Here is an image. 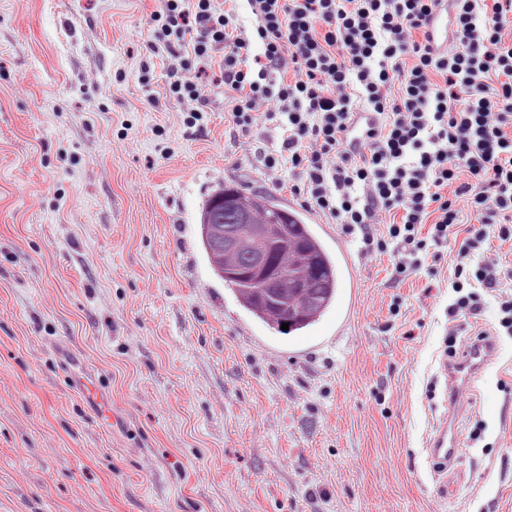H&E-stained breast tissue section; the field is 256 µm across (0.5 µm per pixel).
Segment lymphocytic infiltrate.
Listing matches in <instances>:
<instances>
[{"mask_svg": "<svg viewBox=\"0 0 512 512\" xmlns=\"http://www.w3.org/2000/svg\"><path fill=\"white\" fill-rule=\"evenodd\" d=\"M246 2L249 32L214 0H164L148 49L202 64L223 49L233 126L279 121L267 170L296 176L304 206L364 252L392 249L397 275L460 230L459 254L475 260L466 280L497 291L502 273L482 253L490 237L512 240V0H447L445 48L431 32L440 0Z\"/></svg>", "mask_w": 512, "mask_h": 512, "instance_id": "obj_1", "label": "lymphocytic infiltrate"}]
</instances>
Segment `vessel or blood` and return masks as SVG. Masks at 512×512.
Wrapping results in <instances>:
<instances>
[{
    "instance_id": "obj_1",
    "label": "vessel or blood",
    "mask_w": 512,
    "mask_h": 512,
    "mask_svg": "<svg viewBox=\"0 0 512 512\" xmlns=\"http://www.w3.org/2000/svg\"><path fill=\"white\" fill-rule=\"evenodd\" d=\"M493 350L491 344L478 343L466 347L454 360L444 359L439 364L438 371L448 385L449 414L436 424L427 443V456L435 475H447L449 466L462 452L454 414Z\"/></svg>"
}]
</instances>
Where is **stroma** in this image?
I'll return each instance as SVG.
<instances>
[{
	"label": "stroma",
	"mask_w": 512,
	"mask_h": 512,
	"mask_svg": "<svg viewBox=\"0 0 512 512\" xmlns=\"http://www.w3.org/2000/svg\"><path fill=\"white\" fill-rule=\"evenodd\" d=\"M162 0H0V512H512V334L497 299L449 317L455 243L396 279L342 243L335 306L305 335L256 320L211 270L200 214L224 185L273 192L281 139L229 94L167 90ZM495 352L465 398L441 494L426 443L450 329ZM72 348L120 427L67 379Z\"/></svg>",
	"instance_id": "stroma-1"
}]
</instances>
